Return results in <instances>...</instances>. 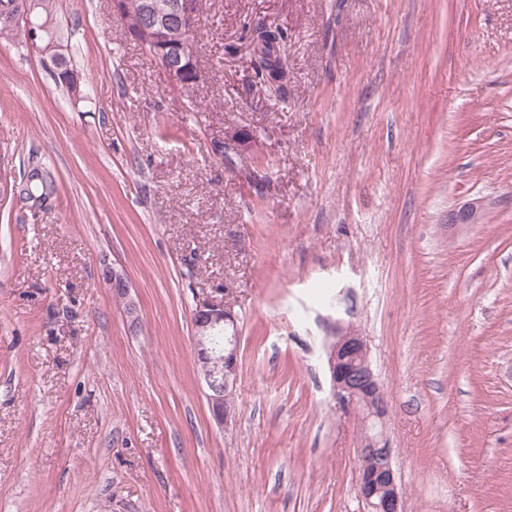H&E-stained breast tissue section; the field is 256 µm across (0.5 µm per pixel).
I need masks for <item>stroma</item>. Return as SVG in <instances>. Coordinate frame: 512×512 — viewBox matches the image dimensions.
<instances>
[{
    "mask_svg": "<svg viewBox=\"0 0 512 512\" xmlns=\"http://www.w3.org/2000/svg\"><path fill=\"white\" fill-rule=\"evenodd\" d=\"M201 3L186 87L109 0H54L80 102L0 40V180L57 184L0 195V512H362L326 356L347 327L405 512H512V0ZM259 22L288 30L281 97L249 82ZM205 299L238 315L224 428ZM23 191L35 202H45L56 194V185L50 172L45 168L35 165L24 174L21 182ZM110 281L112 282V287L114 288V290L116 292H121L123 295V299H125L126 317L130 322L131 326H138L140 320L139 309L137 303L129 297V286L126 280L120 273L116 272L115 270H112V278H110ZM236 325L233 307L224 303L203 302L196 306L193 316V341L198 364L204 366L202 379L205 383L206 398L213 420L221 427L230 424L235 407L227 406L233 395L238 377L237 336L219 335L224 325Z\"/></svg>",
    "mask_w": 512,
    "mask_h": 512,
    "instance_id": "35a3bbf8",
    "label": "stroma"
}]
</instances>
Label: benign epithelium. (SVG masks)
<instances>
[{
	"label": "benign epithelium",
	"instance_id": "1",
	"mask_svg": "<svg viewBox=\"0 0 512 512\" xmlns=\"http://www.w3.org/2000/svg\"><path fill=\"white\" fill-rule=\"evenodd\" d=\"M113 10L121 16L127 34L141 45L151 49L153 58L167 78L177 86H188L200 80L201 71L196 59L188 55L184 46L172 40L171 29L178 26L189 35L197 28L200 16L192 0H171L169 11L158 13L152 0H143L137 11L128 8L126 0H111ZM37 0H12L0 6V23L14 25L17 17L25 20L23 31L27 45L38 49L50 59L56 71H61L60 54L63 46L51 37V18L37 10ZM248 129L231 131L225 141L215 146L222 154L228 148L240 149L250 143ZM480 206L468 203L448 214L449 224H476ZM112 287L122 293L125 312L131 326L139 324L137 303L129 297L124 277L112 272ZM227 324H236L233 307L224 303L203 302L196 306L193 316V341L197 361L204 366L202 379L213 420L221 427L230 424L235 409L227 406L238 377L237 336L224 337V344L215 342V335ZM332 390L339 407L354 414L363 423L359 457L361 467L358 496L365 512H404L403 496L392 464L391 448L384 435L388 403L374 374L365 337L348 328L336 337L328 353Z\"/></svg>",
	"mask_w": 512,
	"mask_h": 512
}]
</instances>
